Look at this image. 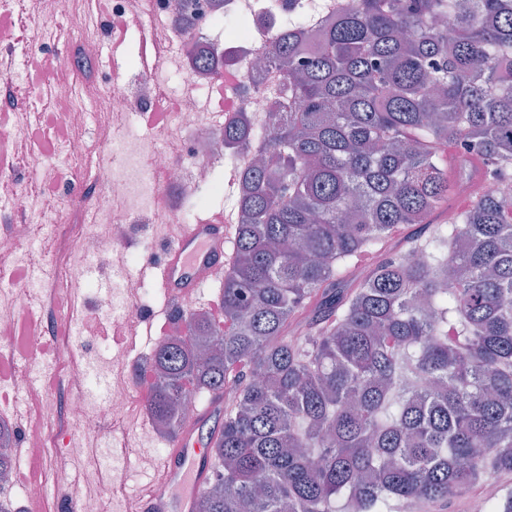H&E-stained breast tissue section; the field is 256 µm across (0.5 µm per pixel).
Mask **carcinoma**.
I'll list each match as a JSON object with an SVG mask.
<instances>
[{"instance_id":"cac0c4a2","label":"carcinoma","mask_w":512,"mask_h":512,"mask_svg":"<svg viewBox=\"0 0 512 512\" xmlns=\"http://www.w3.org/2000/svg\"><path fill=\"white\" fill-rule=\"evenodd\" d=\"M306 51L271 45L288 100L245 176L223 322L152 358L163 434L187 393L235 390L194 512H393L512 472V0H352ZM265 135L243 116L224 144ZM464 179L471 207L431 223ZM411 224L417 262L392 236ZM486 504L512 512V488Z\"/></svg>"}]
</instances>
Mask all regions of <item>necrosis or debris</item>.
Returning a JSON list of instances; mask_svg holds the SVG:
<instances>
[{
    "instance_id": "4bbe7bcc",
    "label": "necrosis or debris",
    "mask_w": 512,
    "mask_h": 512,
    "mask_svg": "<svg viewBox=\"0 0 512 512\" xmlns=\"http://www.w3.org/2000/svg\"><path fill=\"white\" fill-rule=\"evenodd\" d=\"M31 0H0V21L30 28L25 72L40 73L41 44L52 30L30 16ZM347 0H198L192 19L180 15L179 0H146L145 12L163 16L168 27L157 43L159 60L175 56L182 84L171 90L156 67L136 60L128 74L105 92V136L112 139L110 194L106 199L67 205L60 221L47 220L45 192L21 189L13 174L41 173L56 161L78 165L90 147L78 136L87 109L74 83L57 77L37 92L24 89L10 71L16 50L11 29L0 28V84L18 100L17 110L0 117V348L9 349L0 371V427L16 416L9 405L19 388L65 378L72 396L67 405L68 448L79 453L83 435L92 436L104 459L95 462L89 481L97 493L79 498L81 512H106V491L125 483L127 470L115 458L112 428L138 420L143 411L134 375L114 382L105 399L87 391L92 373L88 344L92 325L109 323L116 333L137 324L148 309L139 288L113 279L94 292L87 314L67 313L70 288L82 283L89 266L109 262L134 224H179L182 208L231 190L243 192L241 172L253 152L236 156L231 184L217 179L227 150L224 128L240 115L267 118L287 96L281 71L269 62V46L285 32L286 19L301 14L314 30L333 23ZM208 46L224 63L216 71L196 69L193 52ZM163 113L152 136L132 137L125 119L132 113ZM68 224L60 233V224ZM64 311L53 343L41 342L35 327H23L18 300Z\"/></svg>"
}]
</instances>
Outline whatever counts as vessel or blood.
<instances>
[{
    "label": "vessel or blood",
    "mask_w": 512,
    "mask_h": 512,
    "mask_svg": "<svg viewBox=\"0 0 512 512\" xmlns=\"http://www.w3.org/2000/svg\"><path fill=\"white\" fill-rule=\"evenodd\" d=\"M230 227L223 213H206L192 224L176 225L157 266L155 279L166 304L181 305L227 258ZM220 418L215 405L192 416L183 433L156 461L163 477L161 488L148 485L134 494L113 489L123 499L126 512H193L195 501L216 469L212 462L210 435Z\"/></svg>",
    "instance_id": "vessel-or-blood-1"
}]
</instances>
